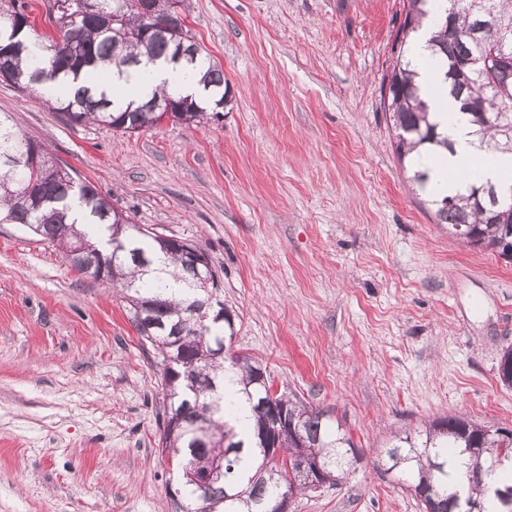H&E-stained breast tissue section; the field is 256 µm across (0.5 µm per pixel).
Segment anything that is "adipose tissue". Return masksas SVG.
<instances>
[{
	"label": "adipose tissue",
	"instance_id": "obj_1",
	"mask_svg": "<svg viewBox=\"0 0 512 512\" xmlns=\"http://www.w3.org/2000/svg\"><path fill=\"white\" fill-rule=\"evenodd\" d=\"M411 56L417 63L416 83L428 106L429 118L440 131L448 133L454 144L449 151L441 149L416 156L417 166L429 174L427 194L442 197L464 190L474 174L481 181L491 182L502 189L512 188V154H492L479 148L467 116L460 112L457 103L444 89L442 69L430 61L425 36L415 39ZM198 80L197 72H179L158 63L133 70L127 76L115 75L106 68L98 78L83 74L77 82L56 83L50 86L49 91L53 95L64 96L78 83L91 91L105 93L116 105L122 106L132 99L150 98L161 89L180 95L199 94Z\"/></svg>",
	"mask_w": 512,
	"mask_h": 512
}]
</instances>
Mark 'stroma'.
I'll list each match as a JSON object with an SVG mask.
<instances>
[{
	"label": "stroma",
	"mask_w": 512,
	"mask_h": 512,
	"mask_svg": "<svg viewBox=\"0 0 512 512\" xmlns=\"http://www.w3.org/2000/svg\"><path fill=\"white\" fill-rule=\"evenodd\" d=\"M230 102L198 125L71 124L0 82V113L149 231L210 256L233 350L359 455L288 512H422L397 430L512 428V260L465 246L407 179L383 106L406 0H190ZM160 367L109 281L0 224V512H174Z\"/></svg>",
	"instance_id": "stroma-1"
}]
</instances>
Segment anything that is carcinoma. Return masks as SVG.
<instances>
[{
    "mask_svg": "<svg viewBox=\"0 0 512 512\" xmlns=\"http://www.w3.org/2000/svg\"><path fill=\"white\" fill-rule=\"evenodd\" d=\"M76 0H63L57 12L54 36L37 33L24 8L0 12V67L3 80L35 99L53 106L72 124L97 123L124 132L149 130L159 124L163 112H153L150 103L160 100L172 105L171 120L199 123L207 112L226 100L224 69L202 46L191 40V61L174 62L176 41L186 26L187 0H168L171 18L147 17L142 0H93L97 12L81 14ZM444 12L431 8V0H407L406 14L398 28V54L386 74L391 83L390 107L396 132V153L404 165H411V153L442 147L452 149L449 136L437 131L428 119L427 106L414 81L410 42L428 24V49L441 59L444 83L459 110L469 117L478 147L489 152L512 153V63L492 61L486 72L460 70L471 56L486 50L498 33L512 34V0H446ZM118 14L110 28L101 16ZM164 62L176 68L190 65L200 74L206 98L188 103L167 92L147 100H133L123 109L108 97L94 96L79 87L65 98H50L39 88L63 80H77L81 72L99 66L122 70ZM35 146L42 163L54 165L48 149L24 138L7 121L0 119V161L20 157ZM73 172L61 168L50 178L40 170L21 165L0 164V224H21L61 252L73 244L85 248V255L104 267V278L117 288L128 304L132 324L141 339L154 349L163 390L169 399L164 412L180 417L181 427L163 431L158 447L178 469L172 497L175 512H274L280 491L295 473L276 462H266L258 431L264 424L265 384L258 381L261 365L246 355L230 352L217 355L218 345L230 348L234 320L229 309L221 322L202 319V308L218 289L215 272H209L208 290L197 287L196 273L174 247L165 250L155 236L138 225L118 223L117 215L97 188L88 181L72 186ZM484 183L475 180L463 193L448 194L429 201L440 224L455 235L460 226L471 229L469 247L506 253L503 239L512 232L509 224L495 223V210L512 209V188L499 191V207L480 204L476 193ZM121 232L125 248L113 258L112 235ZM199 365L207 367L209 385L189 388ZM240 388L253 410L254 423L242 438L228 426L234 398L224 383ZM296 418L299 432L281 434L279 449L293 457L297 438L322 453L330 485L339 484L357 460L351 438L327 423L324 413L308 407L295 396L279 394ZM384 450L389 469L412 490L422 488L423 509L432 504L443 512H458L457 501L469 500L488 512V487L471 477L473 454L482 462H498L499 450L512 448V433L498 435L491 427L461 416L432 421L422 430L396 434ZM218 473L205 485L199 477Z\"/></svg>",
    "mask_w": 512,
    "mask_h": 512,
    "instance_id": "1",
    "label": "carcinoma"
}]
</instances>
